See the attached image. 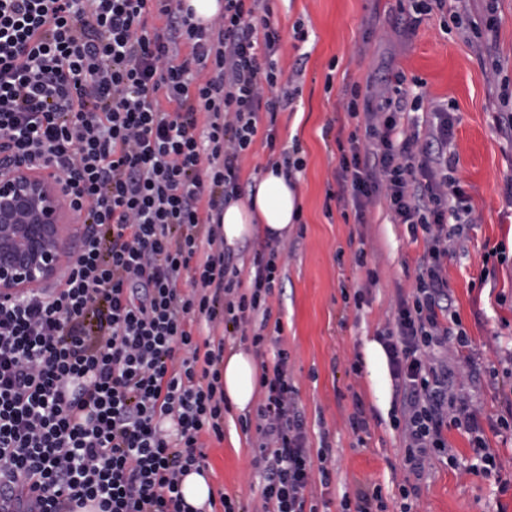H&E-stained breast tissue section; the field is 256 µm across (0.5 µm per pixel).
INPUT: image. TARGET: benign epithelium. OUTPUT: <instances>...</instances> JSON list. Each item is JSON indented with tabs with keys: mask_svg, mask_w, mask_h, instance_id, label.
I'll use <instances>...</instances> for the list:
<instances>
[{
	"mask_svg": "<svg viewBox=\"0 0 512 512\" xmlns=\"http://www.w3.org/2000/svg\"><path fill=\"white\" fill-rule=\"evenodd\" d=\"M75 224L53 171L0 164V300L62 277L74 260Z\"/></svg>",
	"mask_w": 512,
	"mask_h": 512,
	"instance_id": "obj_1",
	"label": "benign epithelium"
}]
</instances>
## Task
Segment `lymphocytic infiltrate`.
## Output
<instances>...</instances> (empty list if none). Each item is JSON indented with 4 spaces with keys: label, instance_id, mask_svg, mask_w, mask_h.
<instances>
[{
    "label": "lymphocytic infiltrate",
    "instance_id": "lymphocytic-infiltrate-1",
    "mask_svg": "<svg viewBox=\"0 0 512 512\" xmlns=\"http://www.w3.org/2000/svg\"><path fill=\"white\" fill-rule=\"evenodd\" d=\"M272 2L224 0L207 26L183 0H0V162L53 169L84 216L65 281L0 304V486L24 478L33 512H187L182 478L203 470L201 437L223 439L227 409L224 348L197 332L232 325L266 356L279 250L254 254L240 291L216 228L257 134L275 149L299 92L278 63ZM385 81L376 105L345 85L357 129L338 175L358 223L382 200L425 243L379 333L392 423L416 479L451 427L489 477L501 464L454 382L480 357L445 276L448 224L467 199L448 153L455 116L422 79ZM412 112L430 114L425 131L403 128ZM259 381L265 400L243 424L258 435L261 512H317L306 489L316 473L329 486L330 446H307L286 350Z\"/></svg>",
    "mask_w": 512,
    "mask_h": 512
}]
</instances>
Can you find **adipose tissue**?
Masks as SVG:
<instances>
[{
  "label": "adipose tissue",
  "mask_w": 512,
  "mask_h": 512,
  "mask_svg": "<svg viewBox=\"0 0 512 512\" xmlns=\"http://www.w3.org/2000/svg\"><path fill=\"white\" fill-rule=\"evenodd\" d=\"M252 202L232 201L224 207L221 228L224 244L234 248L256 235L285 239L298 208L297 191L283 175L272 169L252 182ZM224 395L238 411L248 410L258 388V372L254 357L244 350L229 351L222 364Z\"/></svg>",
  "instance_id": "1"
}]
</instances>
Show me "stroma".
<instances>
[{"mask_svg":"<svg viewBox=\"0 0 512 512\" xmlns=\"http://www.w3.org/2000/svg\"><path fill=\"white\" fill-rule=\"evenodd\" d=\"M497 6L491 41L502 64L498 73L476 44L445 34L436 12L407 33L396 0H274L284 45L280 65L284 73H301L293 109L277 117V145H299L305 165L295 178L301 220L280 242L279 282L269 305L282 323L280 346L288 352L309 448H318L320 430L329 433L330 485L316 480L308 488L319 512H340L343 494L373 484L381 486L388 512H399L398 486L410 478L400 431L377 408L367 372L352 373L351 365L362 358L365 341L383 330L398 297L412 291L424 243L393 223L385 201L369 208L365 223L349 218L351 203L334 177L336 138L355 127L342 108V89L355 82L380 93L384 75L394 69L425 80L429 95L456 117L448 149L472 211L464 223L448 226L445 273L462 325L483 351L456 380L481 410L484 438L503 463L502 479L512 481V441L495 427L512 404V376L504 370L505 351L512 348V136L497 127L499 86L512 80V0ZM299 26L308 33L302 43L294 38ZM501 244L508 255L503 263L490 255ZM361 248L367 254L362 268L354 260ZM371 270L377 274L373 284ZM358 290L361 305L345 302L344 293ZM358 401L368 421L360 440L346 423ZM447 438L457 462L433 459L409 499L410 512H512V490L500 493L493 478L467 472L472 451L466 437L452 429ZM256 444L252 433L238 448L212 438L205 448L213 490L238 498L250 512L262 504Z\"/></svg>","mask_w":512,"mask_h":512,"instance_id":"35a3bbf8","label":"stroma"}]
</instances>
